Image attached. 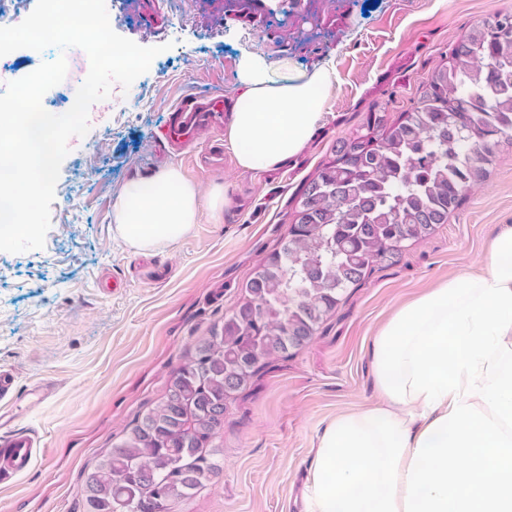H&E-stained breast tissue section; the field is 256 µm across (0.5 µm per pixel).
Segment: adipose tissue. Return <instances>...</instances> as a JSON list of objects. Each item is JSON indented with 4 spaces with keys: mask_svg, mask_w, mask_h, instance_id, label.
Instances as JSON below:
<instances>
[{
    "mask_svg": "<svg viewBox=\"0 0 512 512\" xmlns=\"http://www.w3.org/2000/svg\"><path fill=\"white\" fill-rule=\"evenodd\" d=\"M333 72L277 83L249 67L227 124L240 167L270 170L312 139ZM175 168L129 181L113 221L149 251L219 213ZM376 402L318 438L299 512H512V225L479 271L403 304L373 340Z\"/></svg>",
    "mask_w": 512,
    "mask_h": 512,
    "instance_id": "1",
    "label": "adipose tissue"
}]
</instances>
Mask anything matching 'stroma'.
I'll return each instance as SVG.
<instances>
[{
	"instance_id": "35a3bbf8",
	"label": "stroma",
	"mask_w": 512,
	"mask_h": 512,
	"mask_svg": "<svg viewBox=\"0 0 512 512\" xmlns=\"http://www.w3.org/2000/svg\"><path fill=\"white\" fill-rule=\"evenodd\" d=\"M113 30L163 46L89 130L70 142L42 249L0 251V370L15 375L16 419L36 453L0 482V512H82L87 474L176 370L231 312L254 267L288 232L302 183L374 105L419 100L434 68L473 25L512 0H105ZM277 82L331 64L323 116L307 146L275 170L238 166L225 129L159 153L155 137L182 98L233 109L250 63ZM174 167L200 194L224 195L221 220L200 211L177 242L127 245L114 206L135 178ZM512 225V148L448 222L374 265L293 355L278 357L228 400L215 444L221 470L177 512H294L318 435L377 398L371 342L401 302L477 269L499 225Z\"/></svg>"
}]
</instances>
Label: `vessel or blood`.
<instances>
[{"mask_svg":"<svg viewBox=\"0 0 512 512\" xmlns=\"http://www.w3.org/2000/svg\"><path fill=\"white\" fill-rule=\"evenodd\" d=\"M224 124V103L220 100L187 98L172 111L167 128L158 135L159 143L180 151L190 146L208 128ZM34 452L32 440L15 434L0 449V455L7 457L12 470L20 471L27 467Z\"/></svg>","mask_w":512,"mask_h":512,"instance_id":"vessel-or-blood-1","label":"vessel or blood"}]
</instances>
